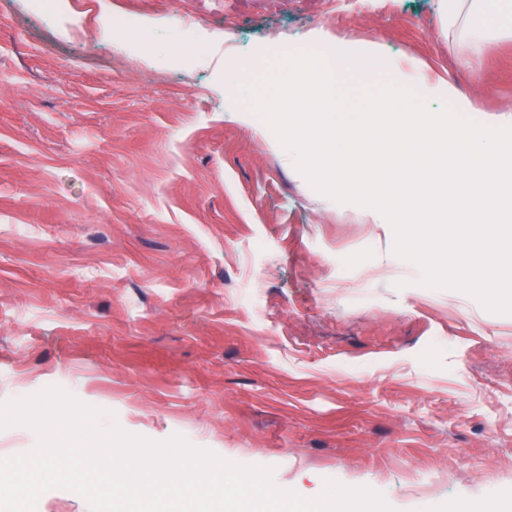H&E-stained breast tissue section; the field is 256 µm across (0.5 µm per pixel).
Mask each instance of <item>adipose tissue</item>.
Here are the masks:
<instances>
[{
	"label": "adipose tissue",
	"mask_w": 512,
	"mask_h": 512,
	"mask_svg": "<svg viewBox=\"0 0 512 512\" xmlns=\"http://www.w3.org/2000/svg\"><path fill=\"white\" fill-rule=\"evenodd\" d=\"M439 12L442 33L463 30L468 35V51L461 60L462 66L465 67L471 66L481 57L490 32L505 31L512 34V21L504 18L494 19L490 0H440ZM476 12L483 14L484 23L467 24V17Z\"/></svg>",
	"instance_id": "adipose-tissue-1"
}]
</instances>
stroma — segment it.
Here are the masks:
<instances>
[{
  "label": "stroma",
  "mask_w": 512,
  "mask_h": 512,
  "mask_svg": "<svg viewBox=\"0 0 512 512\" xmlns=\"http://www.w3.org/2000/svg\"><path fill=\"white\" fill-rule=\"evenodd\" d=\"M66 4L72 34L0 0V401L58 385L307 498L333 476L395 512H512V315L419 286L391 226L316 193L224 89L233 60L347 39L493 111L512 40L462 71L439 0ZM105 11L203 42L146 62Z\"/></svg>",
  "instance_id": "stroma-1"
}]
</instances>
